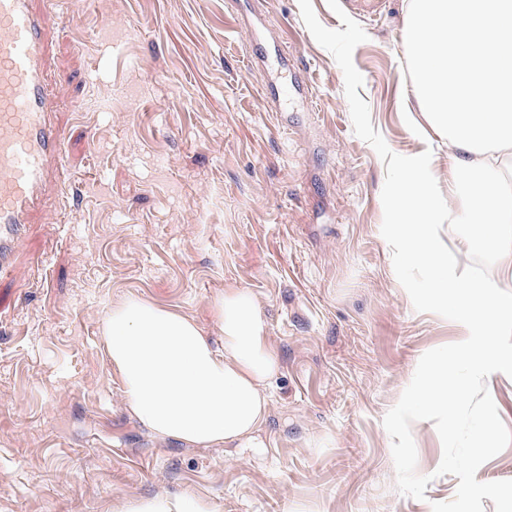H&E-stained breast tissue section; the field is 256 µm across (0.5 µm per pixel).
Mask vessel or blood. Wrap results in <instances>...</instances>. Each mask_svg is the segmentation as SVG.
Instances as JSON below:
<instances>
[{
	"label": "vessel or blood",
	"instance_id": "vessel-or-blood-1",
	"mask_svg": "<svg viewBox=\"0 0 512 512\" xmlns=\"http://www.w3.org/2000/svg\"><path fill=\"white\" fill-rule=\"evenodd\" d=\"M56 0H0V280L65 168L58 88L48 79L59 31Z\"/></svg>",
	"mask_w": 512,
	"mask_h": 512
}]
</instances>
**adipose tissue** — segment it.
I'll use <instances>...</instances> for the list:
<instances>
[{
    "mask_svg": "<svg viewBox=\"0 0 512 512\" xmlns=\"http://www.w3.org/2000/svg\"><path fill=\"white\" fill-rule=\"evenodd\" d=\"M413 92L428 124L448 139V221L468 234L446 249L436 234L439 181L433 159L402 162L388 234L402 260L432 274L409 293L448 315L465 335L456 352L487 377L512 372V0H412L405 19ZM507 257L494 277L460 272L473 248ZM223 348L186 313L128 295L102 320L101 341L130 416L156 437L190 446L259 448L267 387L281 369L255 295L230 288L213 303ZM455 359L432 363L403 404L423 418H453L468 392ZM114 512H214L189 496L118 504Z\"/></svg>",
    "mask_w": 512,
    "mask_h": 512,
    "instance_id": "obj_1",
    "label": "adipose tissue"
}]
</instances>
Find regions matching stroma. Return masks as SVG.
<instances>
[{
	"label": "stroma",
	"mask_w": 512,
	"mask_h": 512,
	"mask_svg": "<svg viewBox=\"0 0 512 512\" xmlns=\"http://www.w3.org/2000/svg\"><path fill=\"white\" fill-rule=\"evenodd\" d=\"M411 0L361 23L344 0H74L59 14V123L75 211L55 189L0 283V512H110L190 495L216 512H432L458 477L411 426L424 499L396 489L385 414L462 329L402 287L385 233L403 157L448 145L412 92ZM111 101L102 116L93 99ZM250 290L282 370L264 448H185L124 409L99 339L114 301L176 308Z\"/></svg>",
	"instance_id": "stroma-1"
}]
</instances>
